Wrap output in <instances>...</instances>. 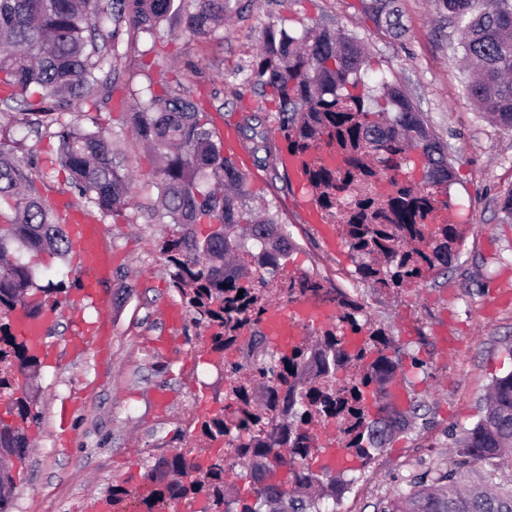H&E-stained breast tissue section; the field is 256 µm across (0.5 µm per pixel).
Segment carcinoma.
Returning a JSON list of instances; mask_svg holds the SVG:
<instances>
[{"instance_id":"carcinoma-1","label":"carcinoma","mask_w":512,"mask_h":512,"mask_svg":"<svg viewBox=\"0 0 512 512\" xmlns=\"http://www.w3.org/2000/svg\"><path fill=\"white\" fill-rule=\"evenodd\" d=\"M459 34L471 75L465 93L477 108L512 129V0H435ZM229 0H0V258L24 251L34 260L0 266V448L17 460L28 450L27 424L39 418V355L14 334L19 309L42 315L47 294L63 285L35 283V262L71 253L69 231L36 187L40 159L17 154L11 129L41 134L56 127L55 163L68 184L103 214L132 203L131 174L98 122L63 117L80 102L97 107L124 75L122 25L138 34L181 23L195 36L224 22ZM360 42L328 28L289 32L274 23L247 77L278 111L275 137L264 118L244 113L232 124L257 166L281 178L282 155L313 157L307 188L348 246L360 279L372 288H406L431 270L446 271L464 237L461 224H437L448 209L453 171L448 144L396 86L380 94L363 83ZM126 127L161 158L157 215L175 227L161 253L173 287L194 322L210 331L224 364L226 404L201 422L205 453L190 448L146 467L139 486L109 491L107 500L131 512H168L172 502L201 504L198 512H321L323 482L312 464L317 427L333 423L343 446L363 464L367 442L382 447L408 427L387 392L399 362L393 340L370 322L363 306L333 293L308 273L280 276L290 243L278 214L250 204L248 179L202 104L179 80L136 100ZM276 298L330 302L334 317L320 343L283 344L262 330ZM246 341H241V338ZM456 444L466 463L497 460L512 467V373L492 385L477 423ZM251 467L258 488L226 481L224 446ZM14 479L0 465V512H12ZM381 512H512V488L488 475L470 488L456 469L430 487L388 499Z\"/></svg>"}]
</instances>
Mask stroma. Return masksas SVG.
<instances>
[{
    "label": "stroma",
    "instance_id": "stroma-1",
    "mask_svg": "<svg viewBox=\"0 0 512 512\" xmlns=\"http://www.w3.org/2000/svg\"><path fill=\"white\" fill-rule=\"evenodd\" d=\"M368 2L231 0L223 26L209 35L165 26L151 36H123V81L134 94L159 89L177 73L191 96L215 110L216 129L241 113L261 112L273 130L274 107L244 81L264 26L342 30L362 42L368 78L398 85L448 144L455 171L448 220L466 227L451 268L404 289L364 283L355 297L371 325L393 338L396 389L421 409L405 432L354 471L348 492L324 502L325 512H381L388 498L454 467L476 479L453 442L477 422L492 381L512 372V221L497 204L512 189V132L467 98L459 35L432 0H395L388 26L376 22ZM68 118L107 128L133 175L132 204L123 217L101 219L112 272L99 299L82 294L73 260L36 270L38 284L60 281L66 290L41 360L30 455L13 469V512H93L113 487L138 485L146 465L189 446L201 421L223 407L222 362L235 357L210 351L207 329L193 323L172 286L160 253L170 227L153 213L154 161L122 112L109 100L94 112L74 108ZM243 170L253 195L278 212L292 241L285 273L306 271L338 289L356 279L347 249L330 252L317 226L302 221L297 186L271 183L249 160ZM36 185L56 214L84 206L64 173L43 169ZM168 310L180 311L178 327L165 322Z\"/></svg>",
    "mask_w": 512,
    "mask_h": 512
}]
</instances>
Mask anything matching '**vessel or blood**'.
Here are the masks:
<instances>
[{
  "label": "vessel or blood",
  "instance_id": "1",
  "mask_svg": "<svg viewBox=\"0 0 512 512\" xmlns=\"http://www.w3.org/2000/svg\"><path fill=\"white\" fill-rule=\"evenodd\" d=\"M297 205L304 222L321 225L323 237L326 241H333L332 227L324 224L322 215L310 196L298 194ZM67 227L74 242V259L85 273L82 280L83 292L87 295L96 294L101 281L108 276L112 268L111 255L101 246L103 227L96 224L88 215L75 211L69 214ZM52 319L53 315L49 312L36 319L17 317L14 320L15 334L35 351L45 352L46 335ZM266 320L274 325L287 326L290 334L296 336L301 334L307 324L325 322L326 315L304 302L287 308L273 304L267 310ZM318 464L340 471L353 466L354 460L347 450L329 439L325 442Z\"/></svg>",
  "mask_w": 512,
  "mask_h": 512
}]
</instances>
